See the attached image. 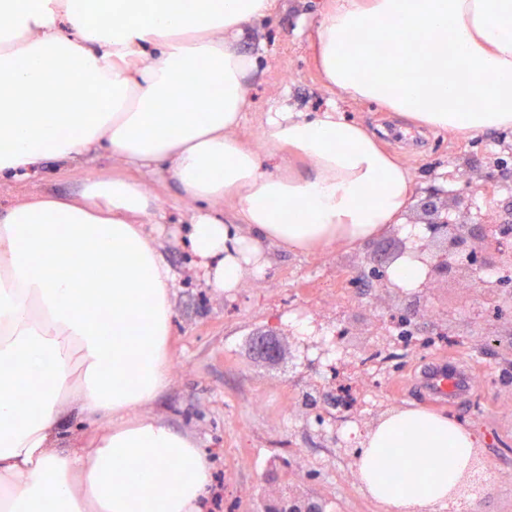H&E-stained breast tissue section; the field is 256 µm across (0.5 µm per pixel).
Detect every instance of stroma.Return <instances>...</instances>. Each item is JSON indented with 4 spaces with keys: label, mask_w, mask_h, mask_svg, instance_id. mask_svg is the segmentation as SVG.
Listing matches in <instances>:
<instances>
[{
    "label": "stroma",
    "mask_w": 512,
    "mask_h": 512,
    "mask_svg": "<svg viewBox=\"0 0 512 512\" xmlns=\"http://www.w3.org/2000/svg\"><path fill=\"white\" fill-rule=\"evenodd\" d=\"M323 5L324 0H283L242 41L258 66L250 81L251 109L236 130L240 140L265 153L266 173H280V158L268 156L267 145L256 139L266 129L267 113L283 103L301 112L334 108L376 134L409 170L417 194L444 178L450 192L468 198L473 213L482 215L496 203L494 191L502 184L483 176L499 147L512 149V128L479 136L427 132L376 103L352 102L328 90L310 41ZM93 176L139 179L165 218L160 252L176 276L172 372L149 412L189 434L212 457V489L223 498L220 512H261L263 502L289 494L317 497L325 512H384L360 482L356 451L380 418L401 408L460 418L479 438V481L438 512H512V484L499 478L500 472H512V321L486 317L480 289L435 284L420 301L427 315L417 325L427 335L453 331L462 338L461 350L489 351L506 369L507 379L473 389L481 415L463 417L447 402L432 400L418 376L400 393L378 389L358 364L373 349L394 347L388 324L394 292L377 288L359 303L354 296L368 254L394 248L405 236L403 227L355 248L335 245L311 253L269 248L263 273L244 272L238 288L226 292L204 281L183 243L193 203L181 199L164 174L123 164L110 153H98L82 166L41 163L25 180L1 181L0 211L45 193L80 197ZM267 332L280 342L275 363L251 347L256 335ZM333 332L341 335L339 346L318 349ZM340 376L362 395L343 411L328 403Z\"/></svg>",
    "instance_id": "obj_1"
}]
</instances>
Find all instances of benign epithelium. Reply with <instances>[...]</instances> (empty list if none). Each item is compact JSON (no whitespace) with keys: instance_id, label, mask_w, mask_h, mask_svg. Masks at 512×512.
<instances>
[{"instance_id":"benign-epithelium-1","label":"benign epithelium","mask_w":512,"mask_h":512,"mask_svg":"<svg viewBox=\"0 0 512 512\" xmlns=\"http://www.w3.org/2000/svg\"><path fill=\"white\" fill-rule=\"evenodd\" d=\"M427 236L400 239L388 254L369 256V272L382 288H397L386 270L406 254L412 255L426 268L424 281L416 296H422L438 280L463 281L480 265L487 269L512 267V211L499 224L476 221L464 197L448 194L441 199L438 192H428L417 204ZM254 348L263 356L274 359L279 349L272 335L254 341ZM288 512H324L315 498L293 499Z\"/></svg>"}]
</instances>
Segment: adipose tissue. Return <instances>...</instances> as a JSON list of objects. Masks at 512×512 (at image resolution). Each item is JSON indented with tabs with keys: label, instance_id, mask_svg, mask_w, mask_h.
Here are the masks:
<instances>
[{
	"label": "adipose tissue",
	"instance_id": "ef3b65f1",
	"mask_svg": "<svg viewBox=\"0 0 512 512\" xmlns=\"http://www.w3.org/2000/svg\"><path fill=\"white\" fill-rule=\"evenodd\" d=\"M278 0H0V180L42 161L107 151L164 173L196 205L187 245L208 284L232 290L266 248L356 246L402 223L409 172L336 109L269 113L267 140L312 162L263 170L234 134L255 56L239 43ZM390 44L365 65L360 31ZM325 85L419 125L512 127V0H330L312 32ZM228 201L234 219L214 215ZM154 200L136 180L89 178L77 200L42 195L0 213V512H204L211 466L191 436L149 415L171 374L175 277ZM78 407L90 441L55 452ZM458 420L398 409L357 460L386 512H433L470 471ZM403 461L389 484L383 458Z\"/></svg>",
	"mask_w": 512,
	"mask_h": 512
}]
</instances>
